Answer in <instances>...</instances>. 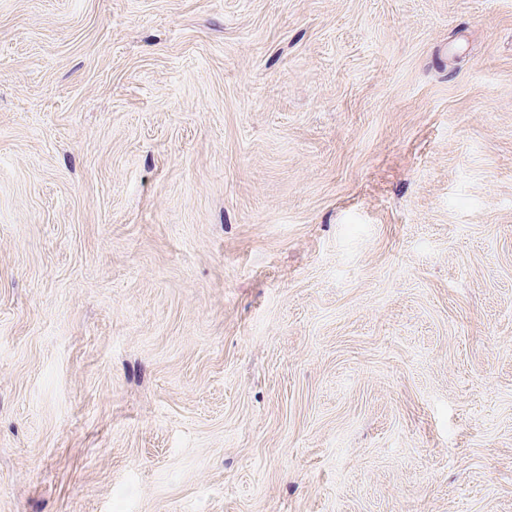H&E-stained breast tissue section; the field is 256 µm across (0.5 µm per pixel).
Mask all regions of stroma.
Instances as JSON below:
<instances>
[{
  "label": "stroma",
  "instance_id": "35a3bbf8",
  "mask_svg": "<svg viewBox=\"0 0 512 512\" xmlns=\"http://www.w3.org/2000/svg\"><path fill=\"white\" fill-rule=\"evenodd\" d=\"M0 512H512V0H0Z\"/></svg>",
  "mask_w": 512,
  "mask_h": 512
}]
</instances>
